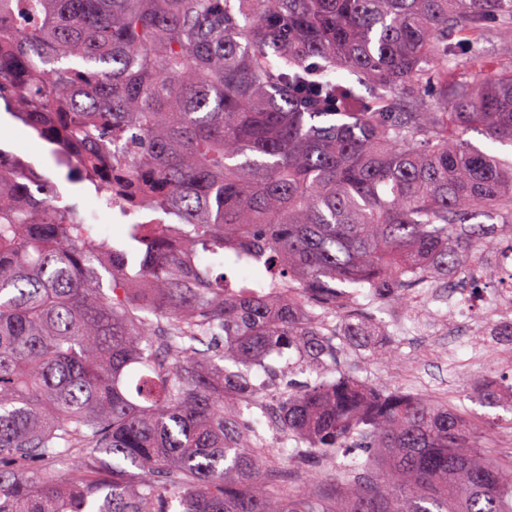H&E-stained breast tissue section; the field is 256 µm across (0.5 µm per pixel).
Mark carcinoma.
Returning <instances> with one entry per match:
<instances>
[{"label":"carcinoma","instance_id":"carcinoma-1","mask_svg":"<svg viewBox=\"0 0 512 512\" xmlns=\"http://www.w3.org/2000/svg\"><path fill=\"white\" fill-rule=\"evenodd\" d=\"M491 35L512 0H0V101L150 216L93 242L0 148V512H512V421L340 365L382 331L359 297L512 254V163L465 139L512 146ZM271 353L286 460L243 425ZM224 272L228 274L233 288H240L244 285L251 288H257V276L252 271L248 262L244 259L236 262L234 256L225 252Z\"/></svg>","mask_w":512,"mask_h":512}]
</instances>
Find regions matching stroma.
I'll use <instances>...</instances> for the list:
<instances>
[{"instance_id":"obj_1","label":"stroma","mask_w":512,"mask_h":512,"mask_svg":"<svg viewBox=\"0 0 512 512\" xmlns=\"http://www.w3.org/2000/svg\"><path fill=\"white\" fill-rule=\"evenodd\" d=\"M0 147L57 182L63 203L77 205L86 222L95 226L97 238L125 246L124 220L106 209L103 193L87 182H64L65 171L56 166L49 144L1 106ZM493 288L488 282L474 290L475 303L469 309L449 308L448 290L440 285L430 288L428 302L416 307L405 302L379 308L369 298H362L365 311L381 321L401 361L391 367L375 360L371 351L348 349L343 354L345 367L379 389L401 390L431 400L473 387L489 366L512 371V361L504 355L505 349L512 347V339L496 335L498 321L487 320V308L481 301Z\"/></svg>"}]
</instances>
